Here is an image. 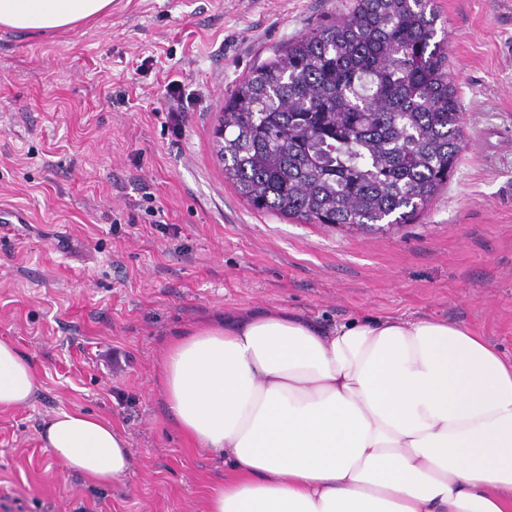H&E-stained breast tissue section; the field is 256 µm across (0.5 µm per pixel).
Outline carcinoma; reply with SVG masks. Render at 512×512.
Returning <instances> with one entry per match:
<instances>
[{"label":"carcinoma","instance_id":"1","mask_svg":"<svg viewBox=\"0 0 512 512\" xmlns=\"http://www.w3.org/2000/svg\"><path fill=\"white\" fill-rule=\"evenodd\" d=\"M433 0H354L224 100V178L304 224H404L446 184L464 138Z\"/></svg>","mask_w":512,"mask_h":512}]
</instances>
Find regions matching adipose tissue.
<instances>
[{
  "label": "adipose tissue",
  "instance_id": "ef3b65f1",
  "mask_svg": "<svg viewBox=\"0 0 512 512\" xmlns=\"http://www.w3.org/2000/svg\"><path fill=\"white\" fill-rule=\"evenodd\" d=\"M111 5L0 0V27L69 29ZM159 373L173 426L224 458L205 512H512V359L459 323L245 313L175 336ZM36 389L0 340V410ZM41 438L92 482L130 471L108 419L63 411Z\"/></svg>",
  "mask_w": 512,
  "mask_h": 512
}]
</instances>
